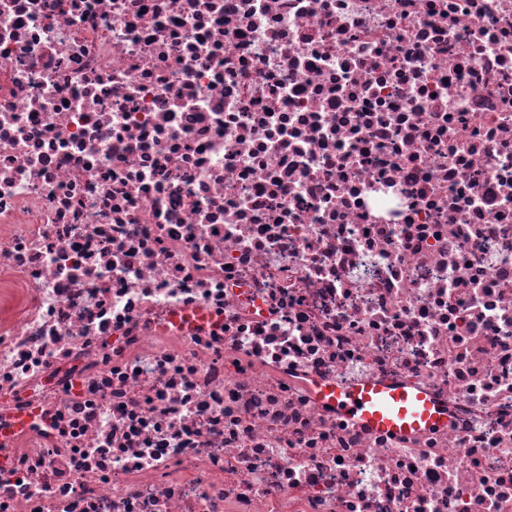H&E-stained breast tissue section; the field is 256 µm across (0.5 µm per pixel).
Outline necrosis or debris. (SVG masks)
Instances as JSON below:
<instances>
[{
  "label": "necrosis or debris",
  "mask_w": 512,
  "mask_h": 512,
  "mask_svg": "<svg viewBox=\"0 0 512 512\" xmlns=\"http://www.w3.org/2000/svg\"><path fill=\"white\" fill-rule=\"evenodd\" d=\"M0 512H512V0H0ZM319 395L323 401L334 403L346 417L383 432L430 430L448 420L440 405L409 386L366 381L346 388L326 386Z\"/></svg>",
  "instance_id": "4bbe7bcc"
}]
</instances>
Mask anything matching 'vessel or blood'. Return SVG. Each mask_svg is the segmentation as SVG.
Returning <instances> with one entry per match:
<instances>
[{"instance_id": "vessel-or-blood-1", "label": "vessel or blood", "mask_w": 512, "mask_h": 512, "mask_svg": "<svg viewBox=\"0 0 512 512\" xmlns=\"http://www.w3.org/2000/svg\"><path fill=\"white\" fill-rule=\"evenodd\" d=\"M319 395L346 417L383 432L430 430L447 421L440 405L409 386L366 381L346 388L326 386Z\"/></svg>"}]
</instances>
